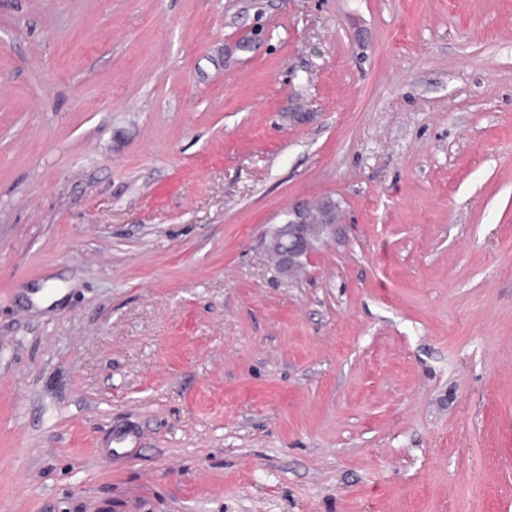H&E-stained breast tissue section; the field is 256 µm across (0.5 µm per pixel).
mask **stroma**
<instances>
[{
  "mask_svg": "<svg viewBox=\"0 0 512 512\" xmlns=\"http://www.w3.org/2000/svg\"><path fill=\"white\" fill-rule=\"evenodd\" d=\"M0 512H512V0H0ZM311 221L309 206L297 202L284 213L281 224L273 228L268 249L277 256L282 273L291 274L307 264L313 252L309 246Z\"/></svg>",
  "mask_w": 512,
  "mask_h": 512,
  "instance_id": "obj_1",
  "label": "stroma"
}]
</instances>
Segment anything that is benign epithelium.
<instances>
[{"label":"benign epithelium","instance_id":"benign-epithelium-1","mask_svg":"<svg viewBox=\"0 0 512 512\" xmlns=\"http://www.w3.org/2000/svg\"><path fill=\"white\" fill-rule=\"evenodd\" d=\"M311 221L309 206L297 202L284 213L283 221L273 228L268 249L277 256L282 273L291 274L307 264L312 253L309 246Z\"/></svg>","mask_w":512,"mask_h":512}]
</instances>
